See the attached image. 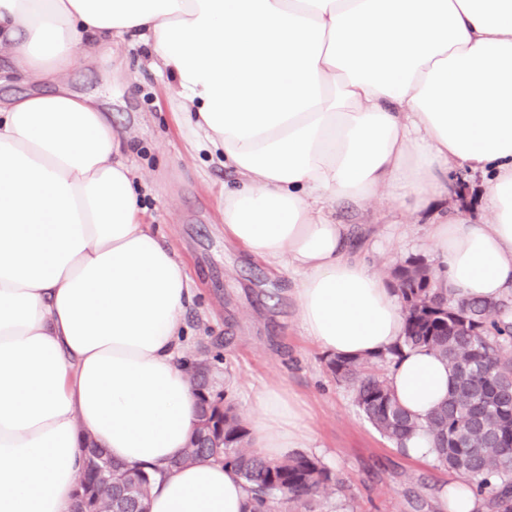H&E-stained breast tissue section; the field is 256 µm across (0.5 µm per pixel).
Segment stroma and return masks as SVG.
Wrapping results in <instances>:
<instances>
[{
    "label": "stroma",
    "mask_w": 512,
    "mask_h": 512,
    "mask_svg": "<svg viewBox=\"0 0 512 512\" xmlns=\"http://www.w3.org/2000/svg\"><path fill=\"white\" fill-rule=\"evenodd\" d=\"M144 50L123 47L111 86L100 64L69 73L75 90L106 102L112 122L146 176L153 223L184 256L198 293L184 319L188 349L218 347L229 395L246 428L260 417L255 393L280 383L303 403L318 457L342 482L281 512H440L441 491L456 474L396 448L356 407L349 389L304 335L290 270L275 273L224 241L222 189L233 175L207 151H192L180 130L165 79L143 63Z\"/></svg>",
    "instance_id": "35a3bbf8"
}]
</instances>
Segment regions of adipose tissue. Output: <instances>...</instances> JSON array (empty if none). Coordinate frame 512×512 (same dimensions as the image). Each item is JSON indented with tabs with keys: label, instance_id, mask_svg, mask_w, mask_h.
<instances>
[{
	"label": "adipose tissue",
	"instance_id": "ef3b65f1",
	"mask_svg": "<svg viewBox=\"0 0 512 512\" xmlns=\"http://www.w3.org/2000/svg\"><path fill=\"white\" fill-rule=\"evenodd\" d=\"M134 43L171 78L191 146L236 177L225 239L288 266L326 356L372 359L404 330L337 205L382 192L427 212L447 288L512 290V0H0V49L26 81L55 85L0 104V512H72L87 435L154 470L150 512H249L231 469L172 465L197 426L179 362L196 290L145 220L111 114L66 83L79 60ZM459 171L480 177L488 220L444 205ZM388 383L422 419L450 381L416 348ZM254 404L260 456L309 447L285 386Z\"/></svg>",
	"mask_w": 512,
	"mask_h": 512
}]
</instances>
